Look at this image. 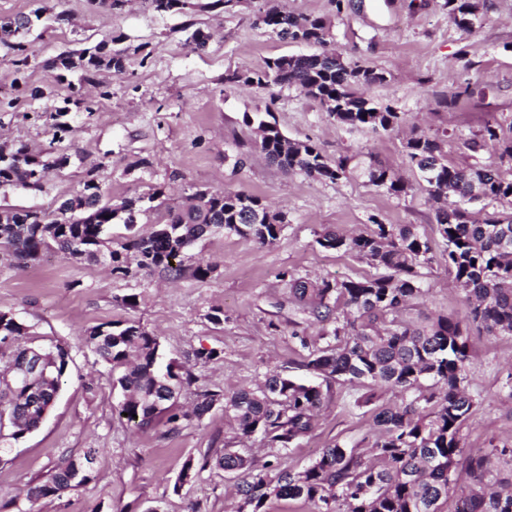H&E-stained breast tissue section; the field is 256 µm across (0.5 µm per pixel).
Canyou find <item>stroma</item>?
<instances>
[{"label": "stroma", "instance_id": "1", "mask_svg": "<svg viewBox=\"0 0 512 512\" xmlns=\"http://www.w3.org/2000/svg\"><path fill=\"white\" fill-rule=\"evenodd\" d=\"M267 2L243 0L226 14H159L147 0H130L115 11L98 0H0V19L40 7L57 18L51 28L39 26L25 36L32 54L24 75L29 85L50 83L45 61L102 41L118 48L142 45L149 54L145 60L129 56L123 73L101 72L99 80L111 94L103 98L87 87L95 103L90 112L63 104V84L38 100L18 94L11 52L0 44V148L23 144L38 156L69 159L40 189L0 184V211L53 212L91 177L112 204L163 190V208L137 220L143 234L199 189L255 194L287 216L271 246L221 233L203 237L187 250L175 280L161 269L123 279L103 261L55 251L21 266L0 251V312L12 313L36 335L64 340L72 356L47 417L0 452V500L24 501L29 484L63 459L94 448L93 480L35 502L33 512H236L240 475L211 465L181 485L184 463L247 446L260 468L270 448L257 436L237 442L219 404L173 433L161 421L137 428L120 415L123 392L85 343L90 330L108 321L139 323L158 337L165 358L214 391L255 386L273 368L311 379L299 339L317 335L320 326L293 298L282 273L304 280L378 273L352 253L321 248L319 234L363 229L374 217L416 225L434 251L443 248L428 187L406 157L412 133L444 137L455 165H495L512 178V161L502 158L497 145L476 152L467 147L486 125L512 127V0H487L468 32L450 18L446 0H343L339 9L332 0H281L294 12L331 17L336 55L385 73L386 82L366 93L402 120L379 134L337 124L296 86H225L227 70H258L271 58L312 53V46L255 26L254 16ZM198 28L211 35L201 50L190 41ZM61 106L66 112L58 120L54 114ZM267 109L288 139L311 140L328 158L360 153L389 166L402 176L406 194L391 195L358 178L331 183L284 172L255 150L254 130L244 122ZM58 122L68 128L59 142L53 138ZM240 153L246 162L238 168ZM199 264L211 265L207 278L195 276ZM422 280L425 293L414 300L409 318L464 317L463 293L444 263L423 269ZM130 296L135 305H125ZM470 345L469 389L478 405L462 442L468 449L512 443V392L503 386L512 372V336L475 330ZM209 350L216 358L205 359ZM362 392L357 385L331 384L315 428L281 456L280 468L299 471L333 442L353 446L371 438L372 410L354 404Z\"/></svg>", "mask_w": 512, "mask_h": 512}]
</instances>
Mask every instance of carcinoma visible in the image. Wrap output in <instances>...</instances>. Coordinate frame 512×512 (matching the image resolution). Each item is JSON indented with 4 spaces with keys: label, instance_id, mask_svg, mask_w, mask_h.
I'll list each match as a JSON object with an SVG mask.
<instances>
[{
    "label": "carcinoma",
    "instance_id": "1",
    "mask_svg": "<svg viewBox=\"0 0 512 512\" xmlns=\"http://www.w3.org/2000/svg\"><path fill=\"white\" fill-rule=\"evenodd\" d=\"M146 2L161 14L196 8L231 13L239 6V0ZM446 5L455 24L468 31L485 0H446ZM41 16L36 11L32 17L18 15L0 21V42L12 52L19 75L29 67L30 53L18 34L30 30ZM256 24L282 39L290 35L314 46L326 44L331 35L328 19L296 14L285 5L258 13ZM126 54L125 49L111 51L100 43L92 51L60 54L45 63V68L56 80H64L65 72L78 71L80 82L89 83L103 70L123 72ZM384 81V73L327 52L282 55L267 60L261 70L234 69L224 76L229 87L296 85L336 123L373 133L387 132L401 120L399 113L380 106L362 91ZM245 123L257 124L260 140L255 142L256 149L288 173L332 182L362 177L365 183L396 196L407 190L389 167L373 159L366 164L354 154L330 161L314 143L288 140L260 113L246 117ZM486 140L502 143V156L512 160V136L502 138L490 125L468 147L475 150ZM405 151L432 198L446 197L450 191L456 196L436 212L442 252H434L429 238L414 224L377 221L366 233L347 236L328 231L317 243L325 250L364 258L383 269V274L289 282L295 298L306 304L315 320L332 326L319 336L322 346L301 339V347L309 352L306 367L340 384L368 388L355 399L358 407L374 402L378 389L398 392L401 401L375 410L376 430L367 450L336 441L300 472L280 471L271 477L256 470L245 453L226 452L217 457V467L244 477L241 502L249 505L250 512H268L267 503L282 498L312 502L317 512H442L452 493L457 495L454 512H512V475L503 476L500 468L503 462L512 466V446L467 452L461 435L478 403L466 384L470 327L495 336L512 335V215L475 224L461 203L489 200L512 205V178L491 166L461 167L448 162L443 140L436 137L416 134L407 140ZM67 163L66 156L40 161L21 145L0 155V183L36 188L50 170ZM99 191L90 178L83 192L63 201L51 214L29 209L5 216L0 223V248L12 252L17 263L26 264L48 250L95 258L104 247L115 274L130 273L127 258L132 254L142 270L162 268L178 275L181 265L176 260L186 251L185 235L198 240L222 230L270 246L280 238L285 224V213L271 209L257 195L197 190L184 205L167 210L171 234H134L114 249L109 247L111 226L136 223V217L147 210L146 204L161 198L163 191L126 198L115 207L101 203ZM439 262L463 286L465 317L404 319L409 301L424 293L419 268ZM7 336L11 342L0 346V373L30 349L42 347L47 356L59 360L52 381L37 384L30 396L23 389L0 385V429L17 439L35 430L43 410L52 408L70 351L61 340L37 336L23 323L14 322L13 315L0 312V341ZM87 343L109 365L110 373L117 374L114 382L124 394L120 412L127 413L128 421L147 427L164 417L170 430L179 429L187 415L177 410L175 400L197 378L189 370L175 371L172 361L159 364L157 337L135 322H109L92 329ZM326 400L321 384L296 381L273 370L254 388L199 391L193 415L200 418L222 403L239 438L258 435L270 447L286 451L313 430L316 413ZM96 453L97 449L90 448L63 461L47 478L29 485L26 499L35 503L87 485L93 480V470L81 466Z\"/></svg>",
    "mask_w": 512,
    "mask_h": 512
}]
</instances>
